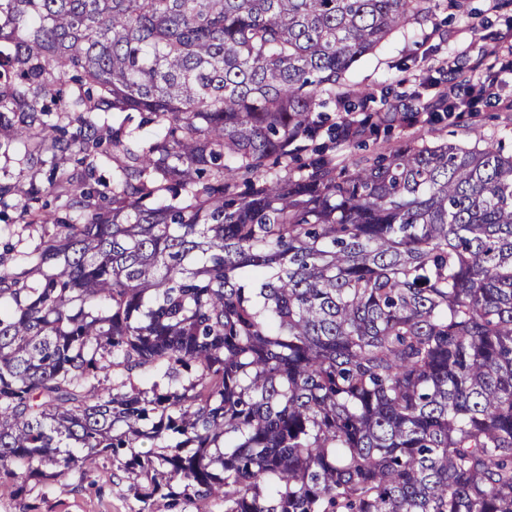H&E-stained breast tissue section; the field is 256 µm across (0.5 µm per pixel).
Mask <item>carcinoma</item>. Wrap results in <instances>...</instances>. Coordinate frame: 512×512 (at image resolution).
<instances>
[{
  "instance_id": "carcinoma-1",
  "label": "carcinoma",
  "mask_w": 512,
  "mask_h": 512,
  "mask_svg": "<svg viewBox=\"0 0 512 512\" xmlns=\"http://www.w3.org/2000/svg\"><path fill=\"white\" fill-rule=\"evenodd\" d=\"M439 8L0 0V154L52 171L0 182L42 229L23 268L0 253V487L22 512L102 460L135 512H512V150L333 155L494 95L459 65L451 98L355 116L371 98L336 93Z\"/></svg>"
}]
</instances>
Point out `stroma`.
<instances>
[{"label":"stroma","instance_id":"obj_1","mask_svg":"<svg viewBox=\"0 0 512 512\" xmlns=\"http://www.w3.org/2000/svg\"><path fill=\"white\" fill-rule=\"evenodd\" d=\"M494 2L470 0L478 11L473 18L439 9L434 23L394 33L350 72L348 82L353 88L370 90L377 97L422 90L427 76L437 75L456 59L472 67L474 81H484L490 75L496 78L494 96L481 111L465 113L456 123L436 131L421 124L392 129L370 141V150L393 148L417 136L469 146L501 139L512 143V111L500 109L502 99L512 100V75L499 73L491 40L492 33L512 28V10L496 8ZM128 485L126 474L106 463L83 480L67 479L39 487L37 512H132L136 502Z\"/></svg>","mask_w":512,"mask_h":512}]
</instances>
